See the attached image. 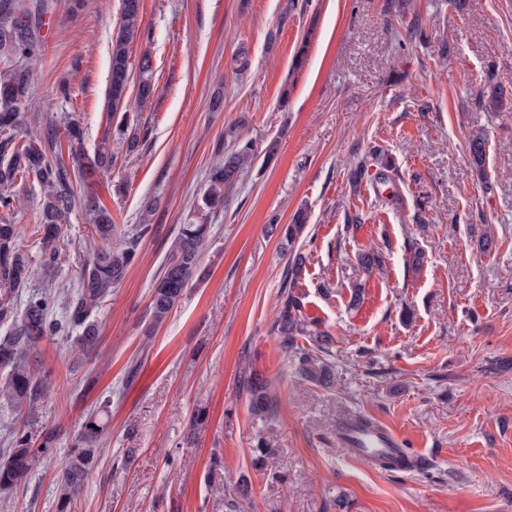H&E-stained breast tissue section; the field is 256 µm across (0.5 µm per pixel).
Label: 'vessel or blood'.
Wrapping results in <instances>:
<instances>
[{"mask_svg":"<svg viewBox=\"0 0 512 512\" xmlns=\"http://www.w3.org/2000/svg\"><path fill=\"white\" fill-rule=\"evenodd\" d=\"M337 441L353 458H368L370 449H383L394 470L409 472L423 467V455L409 450L405 440L391 427L369 420L354 419L337 432Z\"/></svg>","mask_w":512,"mask_h":512,"instance_id":"b4317fda","label":"vessel or blood"}]
</instances>
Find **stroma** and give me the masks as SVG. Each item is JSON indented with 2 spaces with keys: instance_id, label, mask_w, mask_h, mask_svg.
Masks as SVG:
<instances>
[{
  "instance_id": "stroma-1",
  "label": "stroma",
  "mask_w": 512,
  "mask_h": 512,
  "mask_svg": "<svg viewBox=\"0 0 512 512\" xmlns=\"http://www.w3.org/2000/svg\"><path fill=\"white\" fill-rule=\"evenodd\" d=\"M24 3L45 48L26 131L40 136L67 112L93 153L112 132L105 93L120 0L76 11L71 0ZM141 11L146 32L130 53L151 55L156 94L127 105L143 144L131 155L113 145L112 169L74 189L95 194L121 236L140 223L144 199L156 200L152 232L96 316L94 353L75 362L78 330L64 306L52 313L62 329L31 357L44 391L21 413L0 409V451L15 426L36 442L56 430L55 453L26 488L0 494V512H56V472L99 409L108 435L72 512H224L242 482V512H512V108L478 106L489 81H512V0H142ZM242 52L249 66L238 72ZM231 131L260 153L277 142L276 159L244 172L211 214L200 278L146 335L154 282L180 225L196 220ZM479 132L484 181L466 149ZM374 147L395 162L390 182L369 174L351 186V165ZM13 191L11 221L39 255L43 190L30 179ZM301 207L313 241L299 288L307 317L334 339L330 388L302 378L270 332L288 265L270 227ZM348 212L360 226L346 228ZM486 233L497 247L484 254ZM94 239L74 210L54 276L33 264L31 287L51 281L75 295ZM363 248L383 257L368 277L355 259ZM412 249L424 256L416 269L406 265ZM356 280L366 296L352 310ZM251 373L277 401L265 428L248 411ZM359 414L426 453L425 469L347 458L336 429ZM261 429L277 450L269 477L253 464Z\"/></svg>"
}]
</instances>
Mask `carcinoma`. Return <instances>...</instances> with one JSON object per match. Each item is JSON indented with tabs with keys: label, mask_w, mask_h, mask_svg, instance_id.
<instances>
[{
	"label": "carcinoma",
	"mask_w": 512,
	"mask_h": 512,
	"mask_svg": "<svg viewBox=\"0 0 512 512\" xmlns=\"http://www.w3.org/2000/svg\"><path fill=\"white\" fill-rule=\"evenodd\" d=\"M143 31L141 0H121V22L112 37L109 64L108 102L112 115L119 116L112 127V136L132 152L137 147L138 134L127 124V93L130 86V47L140 39ZM16 56L25 64L0 73V186L5 188L19 179L31 177L44 189V199L36 215V229L43 233L41 265L52 273L59 264L60 252L55 246L61 224L68 215L80 208L88 215L100 243L94 245L91 258L80 272L78 291L67 300L70 322L81 332L73 338L71 353L78 359L94 350L99 340L95 315L120 283L136 255L138 242L151 229L148 223L135 225L134 230L120 244L112 242L116 234L112 214L92 194L78 197L73 181L84 174V169L108 168L114 164V155L105 137L94 155L75 153L66 162L56 150L57 125L47 123L43 138L27 143L17 142L15 131L22 125V110L28 100V90L35 75V66L42 58V45L37 36L36 15L22 7L20 0H0V55ZM139 82L137 103L143 107L155 94L152 81V57L145 53L138 62ZM508 96L505 86L496 83L480 96L482 108L488 112L502 109ZM471 163L480 178H486V138L476 134L469 139ZM217 155L221 159L210 168L208 184L202 195L199 210L224 208L226 191L230 190L242 172L253 167L258 155L249 141L235 140L230 145L220 142ZM16 195L0 193V322L11 321V331L0 336V406L16 413L34 402L42 393L43 385L36 378L30 352L37 343L56 329L48 319L50 310L59 304L61 292L52 287L37 289L29 294L22 315H15L7 300L15 292L29 287L32 256L21 244V229L10 223L6 213L14 208ZM308 211L297 210L286 225L281 245L289 253L288 266L281 291V307L271 325V333L281 349L297 361L301 373L321 386H330L335 374L325 355L330 353L331 334L304 313V299L298 291L301 275L306 267L307 254L298 246L307 228ZM211 233V225L204 221L183 224L170 247L151 296V325L165 321L183 297L185 289L196 275L203 247ZM357 266L366 274L380 266V257L371 249H362L356 255ZM249 395V413L260 420L273 418L276 401L267 386L258 379L246 380ZM105 436V423L99 413L91 412L74 437L67 458L56 473V512H69L71 503L87 483ZM57 434L50 430L42 436L38 447H32L31 438L21 430L9 432L8 448L0 461V493L7 494L29 484L30 479L56 448ZM255 463L265 466L276 456L277 449L260 436L254 446Z\"/></svg>",
	"instance_id": "1"
}]
</instances>
